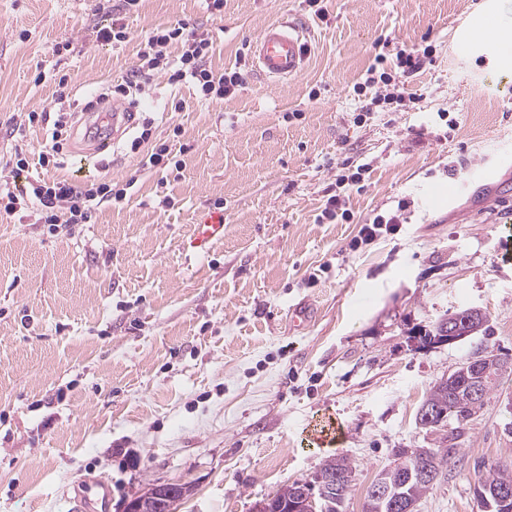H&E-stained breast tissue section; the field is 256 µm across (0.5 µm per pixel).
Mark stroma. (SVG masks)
<instances>
[{"label": "stroma", "mask_w": 512, "mask_h": 512, "mask_svg": "<svg viewBox=\"0 0 512 512\" xmlns=\"http://www.w3.org/2000/svg\"><path fill=\"white\" fill-rule=\"evenodd\" d=\"M117 5L0 0V170L31 160L14 192L74 178L80 161L83 183H133L86 224L0 211V512H72L67 491L92 479L111 485L109 512L158 480L193 484L176 512H257L338 455L355 466L346 512H362L399 449L438 447L416 421L430 388L478 346L512 357V68L465 36L486 2L327 0L322 21L305 0H224L217 19L205 0H141L128 40L99 44ZM287 17L308 26L310 54L269 80L253 46ZM180 21L209 34L213 69L247 75L207 101L150 81L137 120L180 169L145 167L137 128L89 159L76 135L58 169L37 163L41 128L12 134L21 114L58 111L55 76L85 104ZM427 47L403 78L413 101H377L375 56ZM334 195L349 220L328 216ZM217 211L223 239L194 251ZM380 214L399 232L350 250ZM461 307L484 312L486 332L419 349L415 331ZM458 446L415 512H476L477 479L512 466V376Z\"/></svg>", "instance_id": "obj_1"}]
</instances>
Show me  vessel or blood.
I'll return each mask as SVG.
<instances>
[{
	"mask_svg": "<svg viewBox=\"0 0 512 512\" xmlns=\"http://www.w3.org/2000/svg\"><path fill=\"white\" fill-rule=\"evenodd\" d=\"M310 44L306 31L294 20H280L267 26L254 45L255 65L267 77L284 79L297 75L308 57ZM130 108H99L87 112L86 119L93 130V152L109 154L123 131L130 128ZM224 235L223 216H214L196 225L191 241L195 251H205L216 239ZM94 494L80 493L73 512H104L110 487L102 480L94 481Z\"/></svg>",
	"mask_w": 512,
	"mask_h": 512,
	"instance_id": "obj_1",
	"label": "vessel or blood"
}]
</instances>
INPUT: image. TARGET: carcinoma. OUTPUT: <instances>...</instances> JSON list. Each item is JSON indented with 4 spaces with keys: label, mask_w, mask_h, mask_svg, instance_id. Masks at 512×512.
I'll list each match as a JSON object with an SVG mask.
<instances>
[{
    "label": "carcinoma",
    "mask_w": 512,
    "mask_h": 512,
    "mask_svg": "<svg viewBox=\"0 0 512 512\" xmlns=\"http://www.w3.org/2000/svg\"><path fill=\"white\" fill-rule=\"evenodd\" d=\"M448 324V315L438 318L429 328L418 332L420 348L425 349L440 343L441 327ZM512 374V364L506 371H493L477 377L480 396L473 397L470 378L459 375L441 378L429 391L420 410L435 413L427 428L437 430L454 420L452 444L442 448H420L399 450L400 462L384 469L375 477L366 490L364 512H415L416 503L438 480L448 459L457 452L454 440L463 435L462 425L480 410L489 395L505 374ZM322 472L336 475V481L316 488L319 512H344L345 502L353 487L354 466L349 458H331L320 468ZM294 485H288L276 493L271 512H286L293 502ZM512 492V470L498 468L488 471L474 485L473 496L477 512H512V500L504 501L503 491Z\"/></svg>",
    "instance_id": "carcinoma-1"
}]
</instances>
